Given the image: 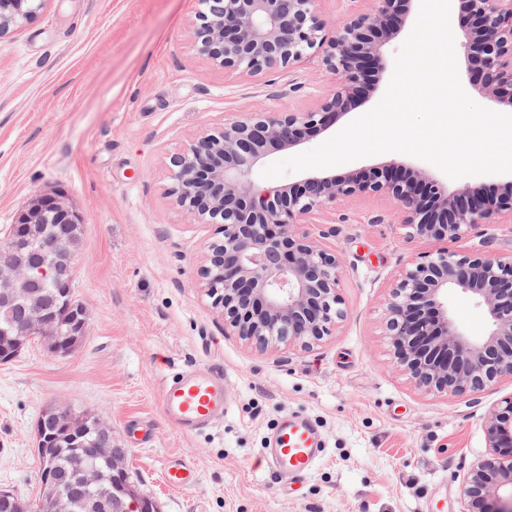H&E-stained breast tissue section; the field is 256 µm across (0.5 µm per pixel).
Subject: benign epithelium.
Segmentation results:
<instances>
[{"label":"benign epithelium","mask_w":512,"mask_h":512,"mask_svg":"<svg viewBox=\"0 0 512 512\" xmlns=\"http://www.w3.org/2000/svg\"><path fill=\"white\" fill-rule=\"evenodd\" d=\"M43 0H0V35L10 23L36 13ZM321 0H200L205 9L192 27L195 54L214 66L248 77L290 68L319 49L336 84L323 89L302 112L249 113L224 123L218 135L202 133L171 158L169 193L198 224H216L220 249L202 266L203 286L224 309V328L264 348L308 346L333 335L344 311L339 293L342 257L301 230L336 204L362 197L393 201L410 238L453 243L490 224H512V192L484 194L463 184L452 193L420 170L391 161L358 176L326 172L272 189H261L253 172L273 150L300 145L329 129L347 113L350 101L370 78L387 67L383 48L398 32L410 0H372L335 24L319 12ZM466 23L460 47L474 88L512 106V0H459ZM75 224L76 209L60 194L36 197L16 218L14 237L0 248V320L13 331L1 357L14 355L38 336L55 355L70 351L84 335L86 320H75L71 337L61 336L33 285L48 276L68 287L72 259L55 257L48 267L18 257L31 250L29 225ZM471 298L487 329L470 336L448 313V294ZM386 335L395 368L425 392L478 393L501 377H512V256L486 250L448 248L411 260L393 279L386 307ZM92 457L119 456L112 427L94 417ZM488 453L461 479L463 512H512V397L486 417ZM97 474L84 470L52 479L40 499L42 512H73ZM98 512H147L149 502L133 494L94 502Z\"/></svg>","instance_id":"benign-epithelium-1"}]
</instances>
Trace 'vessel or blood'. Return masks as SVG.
I'll return each mask as SVG.
<instances>
[{"mask_svg":"<svg viewBox=\"0 0 512 512\" xmlns=\"http://www.w3.org/2000/svg\"><path fill=\"white\" fill-rule=\"evenodd\" d=\"M231 406L222 370L212 366L182 369L160 393L164 417L186 433H197L221 422ZM325 452L319 427L303 412L282 415L272 427L264 455L268 468L280 483L304 481ZM166 483L174 489L191 488L197 481L190 462L168 460L163 467Z\"/></svg>","mask_w":512,"mask_h":512,"instance_id":"1","label":"vessel or blood"}]
</instances>
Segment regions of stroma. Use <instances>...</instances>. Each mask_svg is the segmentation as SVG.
Masks as SVG:
<instances>
[{
	"label": "stroma",
	"instance_id": "35a3bbf8",
	"mask_svg": "<svg viewBox=\"0 0 512 512\" xmlns=\"http://www.w3.org/2000/svg\"><path fill=\"white\" fill-rule=\"evenodd\" d=\"M197 0H44L0 38V232L40 192H60L84 224L77 299L89 324L67 356L31 341L0 363V488L38 500L36 424L53 404L106 415L141 495L158 512H462L463 474L487 453L489 408L512 395L506 377L477 394L415 388L392 363L387 281L439 244L411 238L390 201L361 198L307 225L342 255L345 317L310 347L262 350L224 330L200 286L215 225L197 224L169 195L170 159L200 133L252 112L302 111L332 84L323 56L258 79L196 56ZM398 161L447 190L457 181L406 154L337 166L364 174ZM188 365L222 368L232 407L191 434L167 422L162 385ZM303 411L326 452L302 486L283 492L264 467L269 426ZM170 458L198 481L177 491ZM166 483L174 489L184 490L196 484L194 467L186 460H168L163 467Z\"/></svg>",
	"mask_w": 512,
	"mask_h": 512
}]
</instances>
